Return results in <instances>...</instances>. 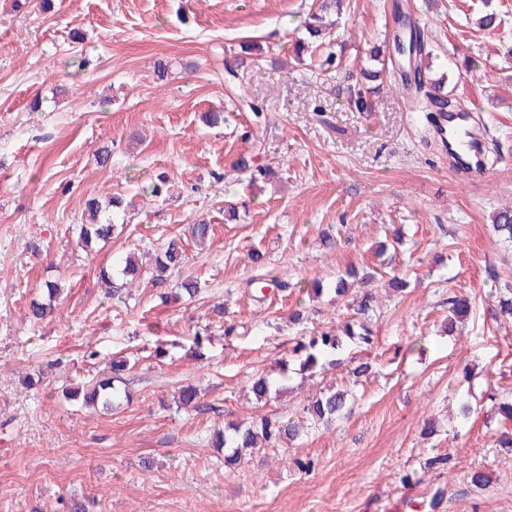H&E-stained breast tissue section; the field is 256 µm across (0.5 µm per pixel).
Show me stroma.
Masks as SVG:
<instances>
[{"label": "stroma", "instance_id": "35a3bbf8", "mask_svg": "<svg viewBox=\"0 0 512 512\" xmlns=\"http://www.w3.org/2000/svg\"><path fill=\"white\" fill-rule=\"evenodd\" d=\"M393 1L350 0L334 28L344 65L380 44ZM401 2L432 34L434 74L498 142L483 181L449 167L406 95L383 89L374 111L358 112L342 79L296 60L313 0H0V512H512V448L497 443L512 422L458 415L460 398L512 396V319L497 311L512 264L491 227L512 206V0ZM489 9L501 19L492 31L478 26ZM243 43L261 61L225 83L224 61ZM231 92L261 117L229 108ZM209 112L224 124H207ZM242 156L272 175L249 181L234 169ZM161 175L163 194H144ZM113 194L125 200L123 232L83 251L72 227L86 198ZM201 219L213 235L187 242L180 270L200 280L198 297L164 303L144 283L127 303L108 298L101 267ZM394 230L404 239L394 273L408 286L371 285L386 360L360 379L351 414L225 468L212 446L225 422L301 418L320 389L349 384L341 366L292 375L266 402L247 393L298 341L350 321L363 293L312 299L299 281L378 266L376 244ZM254 248L292 284L262 303L248 285ZM47 279L63 291L31 321ZM452 290L473 306L453 329ZM112 357L133 364L128 401L105 413L65 400L64 387L103 375ZM187 383L200 410L177 406ZM436 455L446 464L426 468ZM475 470L487 486L471 485Z\"/></svg>", "mask_w": 512, "mask_h": 512}]
</instances>
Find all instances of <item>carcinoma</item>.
Here are the masks:
<instances>
[{"label": "carcinoma", "instance_id": "carcinoma-1", "mask_svg": "<svg viewBox=\"0 0 512 512\" xmlns=\"http://www.w3.org/2000/svg\"><path fill=\"white\" fill-rule=\"evenodd\" d=\"M343 0H321L318 8L308 14L304 21L307 37L298 38L294 43V51L300 54L309 46L319 50L332 45L329 41L331 28L325 23L324 13L330 7H340ZM395 27L383 41V44L373 46L367 53V58L375 62L373 68H362L358 72H350L348 76L354 84L348 87V104L358 112L372 111L370 94L373 88L367 83L378 81L388 82L410 94L418 108L425 113V118L432 128L440 130L438 117L448 112H464L466 108L457 98H451L443 91L445 77H436L427 64L431 56V46L425 34V23L420 19L404 13L400 7L394 9ZM120 200L109 196L105 199L89 197L84 204L85 222L76 225L77 245L82 249L106 244L112 239L116 224L109 218L112 209L118 207ZM492 228L498 238L512 243V208H504L493 215ZM185 263V251L182 240L173 237L162 247L156 249L154 262L151 267L149 282L155 288H165L168 278L173 271L181 268ZM142 268L129 253L119 269L121 281L114 278L113 268H103L99 276L109 284V296L119 303L126 302L124 289L128 278L141 276ZM358 272L349 270L339 275L336 280L328 284L319 278L309 282L313 296L320 297L326 291L334 293L337 297L350 294L353 283L350 279L357 278ZM249 285L254 288V297L262 302L266 299V289L279 290L286 287L276 277L269 278L258 275L250 279ZM174 295L189 298L200 291L198 280L184 278L172 286ZM471 309V301L465 296L448 295V312L455 317H466ZM377 310L371 294L365 293L357 302V317L349 321L343 334L335 330H322L304 343L294 348L295 353L301 354L298 371L301 373H314L318 370L335 369L341 364L342 356L353 346L373 345V328L376 323ZM111 373L94 383L78 385L69 388L65 397L70 401L82 402L87 406H100L104 410H112L121 404V391L118 384L123 382V375L127 371L125 359H112L109 361ZM282 385V381H275L261 375L251 380L250 391L258 402L268 401L272 390ZM200 397L196 388L190 384L181 387L178 394V407L184 409L199 408ZM354 394L352 389L330 386L320 392L319 397L311 401L306 412L313 422L330 424L336 418L352 410ZM308 425L304 421L263 416L258 421L248 425L229 421L224 424V431L215 432L216 447L230 448L232 453L224 456V466L231 467L238 462L239 453L247 448L276 447L284 440L293 441L304 434Z\"/></svg>", "mask_w": 512, "mask_h": 512}]
</instances>
